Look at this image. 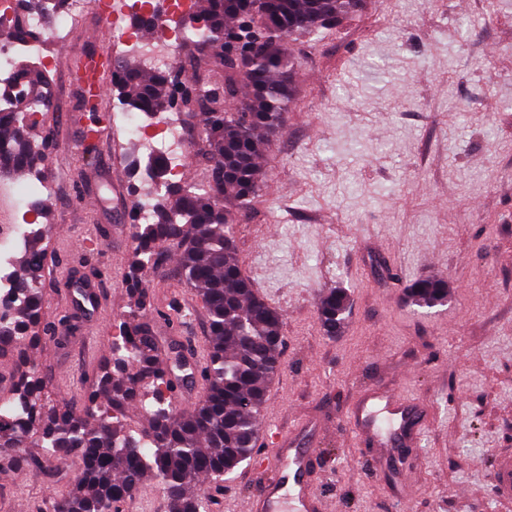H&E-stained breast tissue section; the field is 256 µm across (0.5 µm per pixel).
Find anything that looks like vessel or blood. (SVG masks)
Returning <instances> with one entry per match:
<instances>
[{"mask_svg": "<svg viewBox=\"0 0 512 512\" xmlns=\"http://www.w3.org/2000/svg\"><path fill=\"white\" fill-rule=\"evenodd\" d=\"M114 68L111 52L101 51L72 57L67 75L70 83L101 98ZM62 286L72 311L89 321L98 319L103 308L100 281L69 275ZM351 422L357 437L371 443L380 455L389 457L417 443L426 423V407L376 387L357 396ZM318 438L317 424L307 420L292 432L268 436L271 453L255 456L253 465L268 471L269 476L248 499L245 512H326V501L316 485L314 447ZM494 480L497 497L512 501V453L497 456Z\"/></svg>", "mask_w": 512, "mask_h": 512, "instance_id": "vessel-or-blood-1", "label": "vessel or blood"}]
</instances>
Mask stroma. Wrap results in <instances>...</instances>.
<instances>
[{
	"instance_id": "obj_1",
	"label": "stroma",
	"mask_w": 512,
	"mask_h": 512,
	"mask_svg": "<svg viewBox=\"0 0 512 512\" xmlns=\"http://www.w3.org/2000/svg\"><path fill=\"white\" fill-rule=\"evenodd\" d=\"M302 66L284 128L259 163L263 186L234 226L243 269L284 319L281 368L262 425L320 424L317 489L327 512H512L493 488V460L512 448V0H365L333 30L289 41ZM126 58L94 8L48 42L54 82L37 116L56 145L19 185L51 183L43 321L28 348L53 400L80 404L111 358L125 318L133 241L113 185L136 202L150 182L138 142L65 81L71 56ZM103 278L104 312L79 324L64 309L70 268ZM448 282V302L406 306V285ZM147 312L168 355L206 342L208 318L175 259L151 269ZM350 296L341 332L326 335L319 298ZM184 313L177 325L167 318ZM384 386L424 402L420 447L378 458L353 433L356 392ZM79 462L50 476L0 475V512H36L65 493ZM411 478L416 493L400 483ZM261 473L242 462L210 512H242Z\"/></svg>"
}]
</instances>
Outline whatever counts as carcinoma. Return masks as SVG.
Wrapping results in <instances>:
<instances>
[{
	"label": "carcinoma",
	"mask_w": 512,
	"mask_h": 512,
	"mask_svg": "<svg viewBox=\"0 0 512 512\" xmlns=\"http://www.w3.org/2000/svg\"><path fill=\"white\" fill-rule=\"evenodd\" d=\"M358 0H201L203 21L194 43L210 50L224 68V81L183 80L173 72L151 71L133 59L118 65L112 91L127 112L168 107L198 110L202 142L210 161L207 185L172 182L153 166V219L134 224L135 245L126 275L129 311L113 344L112 366L97 379L84 405L60 407L44 392L30 366L25 344L40 341L41 284L45 249L41 236L19 260L17 288L25 300L0 317V356L12 361L0 387L19 407L14 420L0 422V471L22 472L81 461L74 485L53 500L54 512H122V505L151 472L162 485L167 512H207L206 476L218 490L224 475L251 457L259 439L266 393L280 368L283 317L259 297L246 276L233 239L237 214L260 191V146L284 122L293 78L300 62L288 51L293 35H316L354 13ZM66 0H17L9 38H38L26 24L33 12H58ZM22 99L0 106V173L42 165L52 141L49 132L31 133L18 111L34 115L46 101L52 75L33 61L18 63ZM177 249L182 280L202 302L209 326L207 389L191 413L176 411L159 343L146 320L151 289L146 277ZM406 302L432 308L448 301V282L425 278L406 289ZM350 308L348 294L332 289L319 302L324 331L336 335ZM150 396L147 426L130 429V406ZM35 444L39 451L17 455Z\"/></svg>",
	"instance_id": "1"
}]
</instances>
